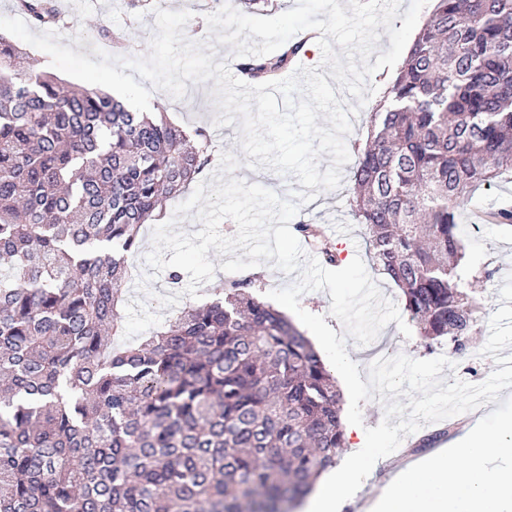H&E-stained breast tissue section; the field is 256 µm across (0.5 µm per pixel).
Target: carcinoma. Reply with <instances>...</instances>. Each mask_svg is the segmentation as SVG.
<instances>
[{
	"label": "carcinoma",
	"instance_id": "obj_1",
	"mask_svg": "<svg viewBox=\"0 0 512 512\" xmlns=\"http://www.w3.org/2000/svg\"><path fill=\"white\" fill-rule=\"evenodd\" d=\"M31 24L55 0H20ZM305 41L235 63L279 79ZM0 35V512H292L336 466L342 397L290 318L232 282L129 347L142 225L213 163L204 127L24 65ZM351 211L426 341L467 351L457 214L512 171V0H435L371 113ZM294 230L325 262L318 226Z\"/></svg>",
	"mask_w": 512,
	"mask_h": 512
}]
</instances>
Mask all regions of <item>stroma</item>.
Returning a JSON list of instances; mask_svg holds the SVG:
<instances>
[{"label":"stroma","instance_id":"obj_1","mask_svg":"<svg viewBox=\"0 0 512 512\" xmlns=\"http://www.w3.org/2000/svg\"><path fill=\"white\" fill-rule=\"evenodd\" d=\"M151 10L134 14L128 11L125 0H59L57 7L64 17L60 30L63 45L82 54H91L93 48L112 52L109 32H120L125 37L121 54L125 57H141L149 52L150 40L155 32L154 8L188 10L192 17L188 26L194 29L195 40L209 36L207 14L217 11L215 0H151ZM214 81L188 83L183 98H172L166 92L155 89L151 92L150 109L168 113L169 117L182 125L209 128L216 152H239V133L236 126L218 127L214 124L217 110L210 95ZM353 183V166L342 167V181L334 190L320 192L315 201L302 205L296 222L321 225L334 244L341 265H348L354 257L370 262L371 255L362 224L353 217L348 191ZM503 205L512 206V174L505 176L497 185L480 187L459 213V222L467 243L466 261L469 268L488 269L492 276L474 282L473 289L480 297L483 309L478 322L477 334L465 355H456L445 342L425 347L418 334L404 336L396 323H389L368 345L359 346L347 341L346 351L359 367L360 375H367L370 365L377 359L399 354L413 359L449 357L451 367L443 368L441 375L446 383L462 380L478 384L487 379L496 364L491 357L482 355L489 333V320L501 306H512V231L481 220L482 211ZM127 302L124 310L125 328L122 336L116 337L117 345L123 346L148 335L152 328L167 320L169 311L163 308L159 296L180 295L182 302H189L180 286L170 284L167 272H160L148 284L147 292H140L136 279L127 283Z\"/></svg>","mask_w":512,"mask_h":512}]
</instances>
